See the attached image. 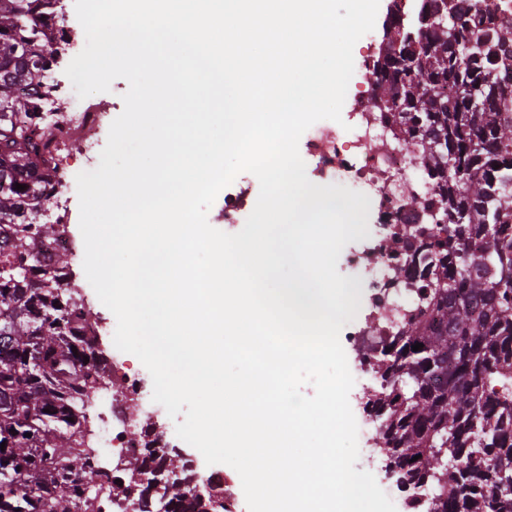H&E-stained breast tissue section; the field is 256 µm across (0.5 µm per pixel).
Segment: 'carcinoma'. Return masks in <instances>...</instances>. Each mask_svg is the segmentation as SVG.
Segmentation results:
<instances>
[{
  "label": "carcinoma",
  "instance_id": "carcinoma-1",
  "mask_svg": "<svg viewBox=\"0 0 512 512\" xmlns=\"http://www.w3.org/2000/svg\"><path fill=\"white\" fill-rule=\"evenodd\" d=\"M50 2L0 0V225L12 252L0 265V512H73L77 499L94 512L86 491L103 476L82 429L105 363L92 313L59 278L67 254L41 264L57 235L37 218L54 191L58 127L36 139L25 124L42 119L35 101L67 43ZM388 16L387 44L367 64L379 89L370 109L403 118L404 145L443 205L432 222L451 234L422 244L423 310L371 354L378 383L364 409L410 505L512 512L498 487L512 478V24L466 0H415L410 16L392 0ZM396 42L418 69L381 63Z\"/></svg>",
  "mask_w": 512,
  "mask_h": 512
}]
</instances>
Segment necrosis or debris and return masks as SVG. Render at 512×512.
Segmentation results:
<instances>
[{
	"mask_svg": "<svg viewBox=\"0 0 512 512\" xmlns=\"http://www.w3.org/2000/svg\"><path fill=\"white\" fill-rule=\"evenodd\" d=\"M41 97L44 112H60L65 117L62 137L81 144L85 162H93L99 137L111 121L114 103L108 99L74 100L57 79ZM302 152L317 185L337 184L368 196L369 234L362 247L350 249L346 274L361 287L362 320L345 324L342 333L357 349L361 378H373L369 354L394 335L412 310L416 288L423 276L412 265L413 252L431 232L422 205L440 209L431 182L414 176V164L401 140L396 139L381 113L358 110L348 113L345 124L324 119L309 127ZM405 275L395 278L396 268ZM139 423L122 399H113L110 411L101 418L100 448L118 459L142 456L147 446L171 448L168 436L139 435Z\"/></svg>",
	"mask_w": 512,
	"mask_h": 512,
	"instance_id": "1",
	"label": "necrosis or debris"
}]
</instances>
